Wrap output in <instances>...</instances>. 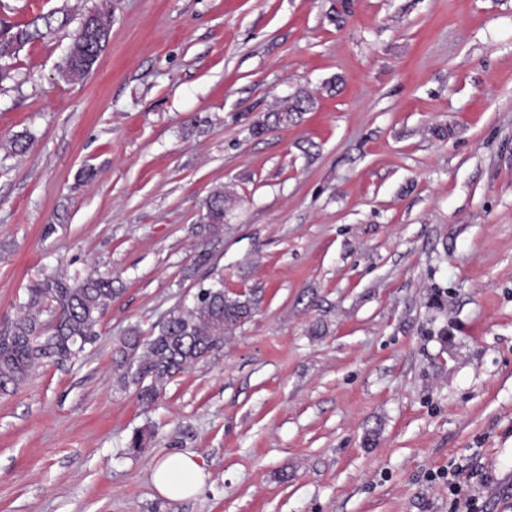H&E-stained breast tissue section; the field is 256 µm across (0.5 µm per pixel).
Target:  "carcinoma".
<instances>
[{"instance_id": "carcinoma-1", "label": "carcinoma", "mask_w": 512, "mask_h": 512, "mask_svg": "<svg viewBox=\"0 0 512 512\" xmlns=\"http://www.w3.org/2000/svg\"><path fill=\"white\" fill-rule=\"evenodd\" d=\"M52 31V17L42 16L31 21V27L20 28L14 35L28 42L45 37ZM100 47L92 38L76 43L65 58L63 73L71 79L83 78L91 72L89 61L99 55ZM315 106L306 91L283 100L273 111L256 122L251 132L262 133L269 125H288ZM233 193L220 188L206 200L204 248L193 259L192 270L210 265L216 251L223 246L224 219ZM28 308L31 312L12 323L0 334V392L8 393L21 387L32 370L41 364H64L79 357L86 345L98 339L96 327L120 289L112 280L89 275L78 282L53 275L28 288ZM44 302L51 303L55 316L49 323L36 311ZM260 298L242 297L224 290L222 280L196 295L193 306L176 307L163 321L156 324L147 337L133 327L121 338L115 350L114 362L121 369L122 385L136 388L138 401L153 404L165 384L187 367L204 360L224 347V340L248 322L256 312Z\"/></svg>"}]
</instances>
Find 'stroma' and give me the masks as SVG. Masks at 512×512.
Returning <instances> with one entry per match:
<instances>
[{"instance_id": "35a3bbf8", "label": "stroma", "mask_w": 512, "mask_h": 512, "mask_svg": "<svg viewBox=\"0 0 512 512\" xmlns=\"http://www.w3.org/2000/svg\"><path fill=\"white\" fill-rule=\"evenodd\" d=\"M40 14L0 60V331L48 275L121 293L80 359L0 395V512H461L457 468L512 512V0H0V28ZM300 89L311 112L251 134ZM222 186L213 263L259 309L142 406L113 351L192 305ZM174 452L194 497L152 484ZM92 19L95 20L96 26L100 30H110L109 12L98 11L94 16H92V11H90L84 15L81 25L72 40V42L74 40H77L78 42L71 53L66 55L65 65L62 70L64 75L71 79H79L88 75L92 70L90 63L87 62L89 60H94L99 55L100 47L94 38H85L82 41H80L82 38H76L83 26L84 31L87 29V25ZM233 199V193L226 188L214 190L207 198L204 224L199 227L205 238L204 248L194 256L193 271L210 265L215 252L223 246L224 219ZM199 463L187 454H171L159 460L152 470V482L156 490L171 500L195 496L205 480Z\"/></svg>"}]
</instances>
